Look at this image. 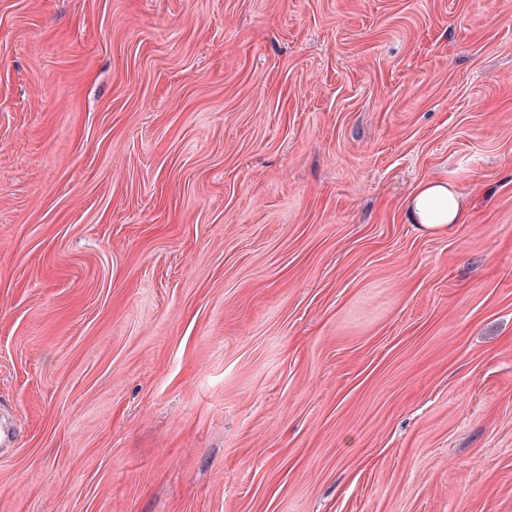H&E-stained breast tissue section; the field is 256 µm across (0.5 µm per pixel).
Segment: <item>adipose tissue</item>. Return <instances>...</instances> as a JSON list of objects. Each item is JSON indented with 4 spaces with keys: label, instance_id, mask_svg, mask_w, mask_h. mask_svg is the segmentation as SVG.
<instances>
[{
    "label": "adipose tissue",
    "instance_id": "1",
    "mask_svg": "<svg viewBox=\"0 0 512 512\" xmlns=\"http://www.w3.org/2000/svg\"><path fill=\"white\" fill-rule=\"evenodd\" d=\"M468 211L453 184L432 179L420 183L407 200L406 216L410 223L433 232L463 223Z\"/></svg>",
    "mask_w": 512,
    "mask_h": 512
}]
</instances>
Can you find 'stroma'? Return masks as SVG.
<instances>
[{
	"mask_svg": "<svg viewBox=\"0 0 512 512\" xmlns=\"http://www.w3.org/2000/svg\"><path fill=\"white\" fill-rule=\"evenodd\" d=\"M0 415V512H512V0H0ZM468 211L453 184L432 179L420 183L407 200V220L434 232L450 224H463Z\"/></svg>",
	"mask_w": 512,
	"mask_h": 512,
	"instance_id": "1",
	"label": "stroma"
}]
</instances>
